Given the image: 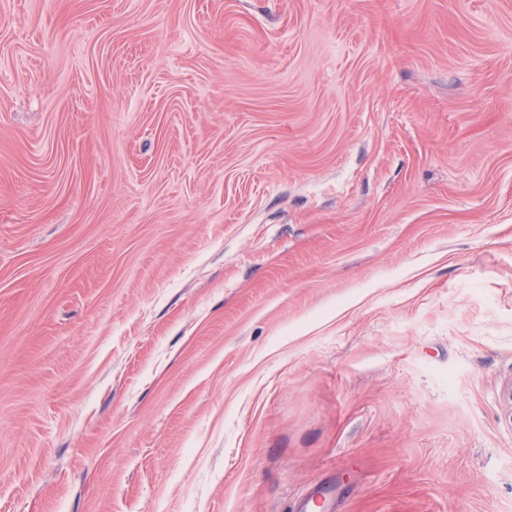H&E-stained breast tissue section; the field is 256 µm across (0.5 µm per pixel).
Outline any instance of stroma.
Returning a JSON list of instances; mask_svg holds the SVG:
<instances>
[{"label": "stroma", "mask_w": 512, "mask_h": 512, "mask_svg": "<svg viewBox=\"0 0 512 512\" xmlns=\"http://www.w3.org/2000/svg\"><path fill=\"white\" fill-rule=\"evenodd\" d=\"M512 0H0V512H512Z\"/></svg>", "instance_id": "stroma-1"}]
</instances>
